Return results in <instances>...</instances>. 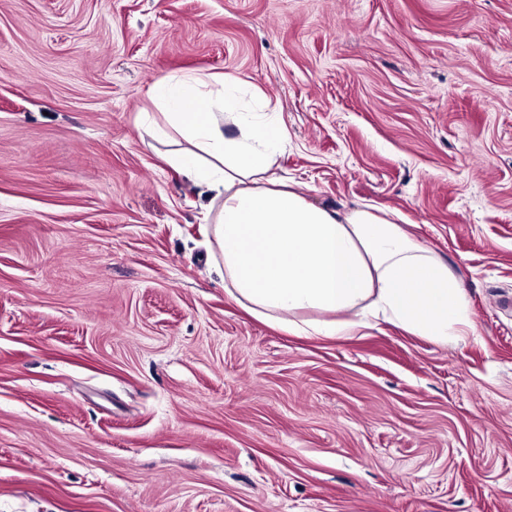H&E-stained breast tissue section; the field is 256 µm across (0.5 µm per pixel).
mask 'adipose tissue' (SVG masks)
I'll return each mask as SVG.
<instances>
[{
  "label": "adipose tissue",
  "mask_w": 512,
  "mask_h": 512,
  "mask_svg": "<svg viewBox=\"0 0 512 512\" xmlns=\"http://www.w3.org/2000/svg\"><path fill=\"white\" fill-rule=\"evenodd\" d=\"M238 80L187 73L150 92L166 109L165 161L202 191L228 294L294 336L345 337L388 323L438 345L472 334L468 301L447 263L369 206L311 204L276 177L288 139L275 119L240 111ZM233 133H225V125Z\"/></svg>",
  "instance_id": "adipose-tissue-1"
}]
</instances>
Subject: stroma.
<instances>
[{"mask_svg": "<svg viewBox=\"0 0 512 512\" xmlns=\"http://www.w3.org/2000/svg\"><path fill=\"white\" fill-rule=\"evenodd\" d=\"M194 71L446 261L473 335L233 300L150 135ZM0 512H512V0H0Z\"/></svg>", "mask_w": 512, "mask_h": 512, "instance_id": "stroma-1", "label": "stroma"}]
</instances>
